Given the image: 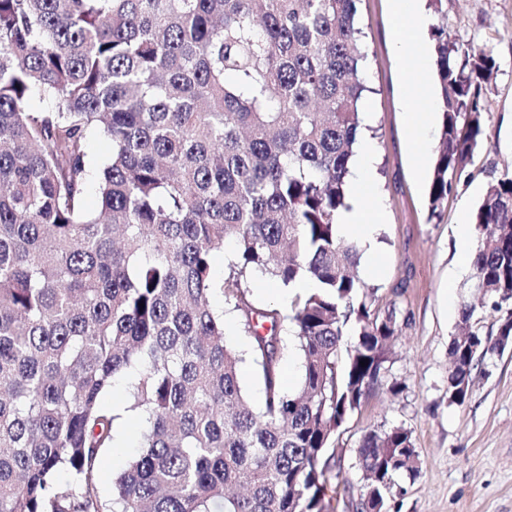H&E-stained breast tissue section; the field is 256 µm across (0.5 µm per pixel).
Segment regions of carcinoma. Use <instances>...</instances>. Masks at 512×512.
<instances>
[{
    "mask_svg": "<svg viewBox=\"0 0 512 512\" xmlns=\"http://www.w3.org/2000/svg\"><path fill=\"white\" fill-rule=\"evenodd\" d=\"M358 2L0 0V512H106L98 462L127 418L138 452L112 512H327L338 420L370 396L398 334L337 222L363 128ZM434 38L436 214L484 140L494 59L442 26ZM96 137L112 152L95 169ZM474 223V287L500 324L482 335L461 304L457 406L512 334V174L487 184ZM254 272L311 287L284 315L251 301ZM215 294L237 313L258 408ZM131 373L124 403L105 406ZM357 456L383 509L398 476L419 474L402 427L365 435ZM282 329L281 337L286 345L284 358L282 360V376L285 387L291 389L298 382L300 376V362L295 350L296 340L295 336H293L294 332L292 326L288 324V322H285ZM288 371L291 372L289 380L285 378Z\"/></svg>",
    "mask_w": 512,
    "mask_h": 512,
    "instance_id": "cac0c4a2",
    "label": "carcinoma"
}]
</instances>
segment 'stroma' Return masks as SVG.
I'll use <instances>...</instances> for the list:
<instances>
[{"label": "stroma", "mask_w": 512, "mask_h": 512, "mask_svg": "<svg viewBox=\"0 0 512 512\" xmlns=\"http://www.w3.org/2000/svg\"><path fill=\"white\" fill-rule=\"evenodd\" d=\"M421 41L400 55L391 39L389 0H359L360 46L365 52L363 140L372 158L376 261H360V278L376 288L381 313L400 327L379 384L337 429L331 451L346 490H328L331 512H355L363 474L356 450L371 431L408 430L419 474L396 498L399 512H512V349L475 372L470 399L448 402L449 344L458 331L462 301L474 300L471 242L458 236L460 214H474L487 183L512 171V0H419ZM446 25L460 49L480 47L495 60L481 104L486 136L466 165L446 207L429 209L431 169L413 171L405 115L428 112L409 101L405 83L420 56L434 57L433 31ZM454 276L445 287L446 276Z\"/></svg>", "instance_id": "obj_1"}]
</instances>
